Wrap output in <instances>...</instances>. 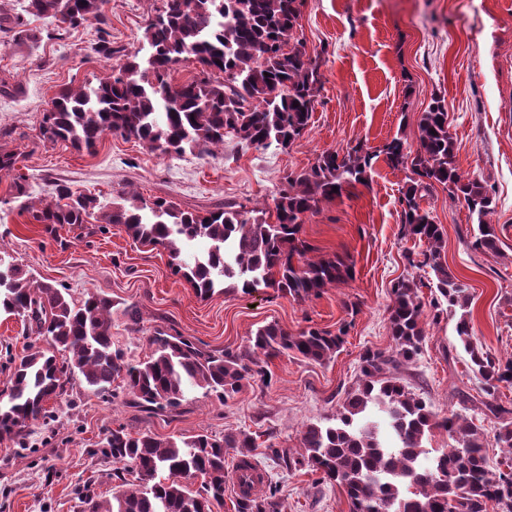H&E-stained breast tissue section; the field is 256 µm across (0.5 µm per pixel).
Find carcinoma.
Instances as JSON below:
<instances>
[{"mask_svg":"<svg viewBox=\"0 0 512 512\" xmlns=\"http://www.w3.org/2000/svg\"><path fill=\"white\" fill-rule=\"evenodd\" d=\"M304 0H162L144 30L149 54L126 58L118 74L95 87H67L51 102L40 135L91 150L105 135L134 139L164 155L186 152L208 156L231 135L255 147L288 148L307 128L315 108L319 63L295 37ZM28 11L78 28L92 20L107 24L101 0H29ZM15 37L36 38L17 14H3ZM198 74L174 84L169 73L182 62ZM298 106H293V102ZM417 149L400 137L383 153L394 167L409 169L399 199L405 235L424 244L422 259L404 254L411 268L428 267L439 296L430 306L434 318L459 313L455 330L474 369L484 380V411L499 420L495 439L512 457V409L498 403L500 385H512V358L496 360L472 340L468 287L443 262L442 225L420 207L422 193L438 183L448 198L466 205L475 227L468 241L479 252L498 250L490 216L495 198L479 179L463 176L456 164L448 111L436 99L420 116ZM375 155L360 148L343 155L322 153L310 170L288 175V189L275 201V220L251 219L239 211L218 209L201 215L165 199L148 206L137 198L116 203L106 224H123L142 244L169 252L174 270L197 294L218 286L248 290L263 286L305 299L352 277L338 258L315 257L300 237L303 216L368 180ZM97 207L96 199L65 182L53 184L47 198L26 210L38 224L82 226ZM415 277L392 285L389 322L393 345L388 351L366 349L360 356L357 387L348 392L334 423H310L302 431V452L268 448L288 470H307L319 481L342 487L350 512H512V462L492 469L484 433L458 413L439 416L402 372L420 353L424 341V303ZM0 312L22 318L46 346H28L11 362L9 393L0 400V436L25 439L29 421L51 417L49 401L68 395L77 380L108 396L112 382L125 383L126 402L145 410H175L189 386L228 400L246 382L271 383L267 360L287 356L317 363L339 350L347 328L334 334L310 328L291 333L277 324L258 328L240 351H206L186 336L157 331L151 355L130 362L112 344V300L95 292L74 299L67 288L37 282L17 265L0 268ZM435 430L452 444L432 458L424 446ZM255 441L244 431L222 437L200 433L187 439L136 435L112 430L105 447L92 451L117 464L121 481L110 500L81 491L85 512H211L224 499L229 480L226 458L238 450L248 458ZM136 481L126 479L127 472ZM201 479L192 490L189 481ZM259 487L238 496L235 512H284L277 484L257 474Z\"/></svg>","mask_w":512,"mask_h":512,"instance_id":"cac0c4a2","label":"carcinoma"}]
</instances>
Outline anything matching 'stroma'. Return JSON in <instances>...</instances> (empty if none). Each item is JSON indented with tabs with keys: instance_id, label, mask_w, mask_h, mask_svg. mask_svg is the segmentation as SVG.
<instances>
[{
	"instance_id": "35a3bbf8",
	"label": "stroma",
	"mask_w": 512,
	"mask_h": 512,
	"mask_svg": "<svg viewBox=\"0 0 512 512\" xmlns=\"http://www.w3.org/2000/svg\"><path fill=\"white\" fill-rule=\"evenodd\" d=\"M27 4L0 0V10L24 14L37 35L23 43L0 33V78L9 79L8 91L0 92V152L19 156L14 170L0 172V244L13 262L74 298L89 290L109 297L112 341L133 362L147 359L158 329L210 351L244 348L251 333L269 323L292 333L343 326L348 332L329 362L271 358L270 384L252 381L226 401L192 388L177 410L148 411L126 404L122 380L108 396L74 386L72 399L49 402L52 419L31 424L24 444L0 438V512H82L77 491L87 484L98 499L111 498L112 465L92 451L120 426L160 438L250 432L256 439L251 460L278 482L286 512H350L338 486L316 484L304 470L286 472L265 448H299L306 425L335 415L357 385L364 350L392 346V283L410 273L426 277L409 271L404 259L406 250L420 248L403 236L400 221L409 172L391 167L379 151L397 136L416 147L420 116L437 98L448 109L460 172L495 191L490 221L498 252L469 248V212L442 186L420 204L442 225L445 262L468 287L475 341L494 357L512 358V0H305L296 35L318 56L321 75L305 133L285 149L228 137L222 150L205 157H168L111 134L90 152L43 141L40 127L60 89L96 83L113 63L93 50L97 24L61 30L55 19L27 13ZM160 5L110 0L113 48L138 51ZM357 146L376 155L367 183L303 218L302 236L317 255L353 267L352 279L317 298L298 300L263 287L204 298L174 274L163 248L137 243L121 224L98 230L101 213L131 193L200 213L270 209L289 173L308 171L322 152ZM56 182L96 197L97 212L82 228L52 231L27 212ZM130 308L140 312L138 326L128 321ZM455 324L448 314L425 315L421 353L404 375L442 416L461 412L464 397L482 396ZM38 341L20 318L0 314V383L8 359Z\"/></svg>"
}]
</instances>
